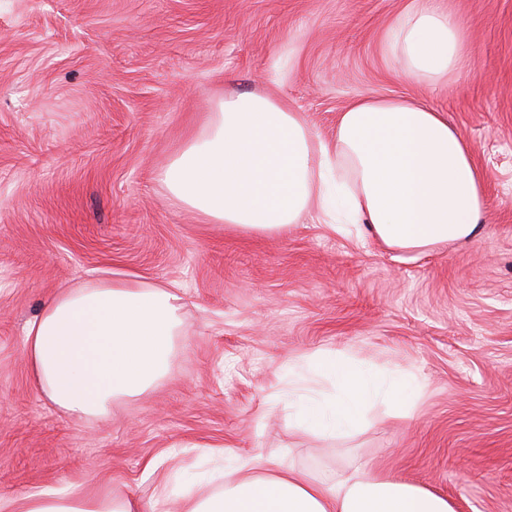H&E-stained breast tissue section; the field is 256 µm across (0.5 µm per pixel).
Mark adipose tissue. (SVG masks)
Returning <instances> with one entry per match:
<instances>
[{"instance_id":"obj_1","label":"adipose tissue","mask_w":512,"mask_h":512,"mask_svg":"<svg viewBox=\"0 0 512 512\" xmlns=\"http://www.w3.org/2000/svg\"><path fill=\"white\" fill-rule=\"evenodd\" d=\"M388 53L405 80L435 84L471 61L464 26L438 0H412L389 26ZM160 180L174 200L214 224L281 233L310 208L331 224H365L384 246L419 251L475 237L488 207L473 147L422 100L357 99L331 139L305 116L257 93L219 100L204 130L171 157ZM179 319L167 287L102 282L67 288L28 322L24 352L37 387L66 413L105 417L114 400L164 374ZM288 381L289 422L319 438L354 436L376 405H404L415 376L318 351ZM234 458L223 489L185 493V512H454L430 489L355 468L310 475L277 461ZM0 512H136L133 502L74 483L22 497Z\"/></svg>"}]
</instances>
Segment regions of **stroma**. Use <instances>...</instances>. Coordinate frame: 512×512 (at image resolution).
<instances>
[{
    "label": "stroma",
    "instance_id": "stroma-1",
    "mask_svg": "<svg viewBox=\"0 0 512 512\" xmlns=\"http://www.w3.org/2000/svg\"><path fill=\"white\" fill-rule=\"evenodd\" d=\"M408 0H0V496L77 482L179 512L217 452L319 474L362 466L512 512V0H439L471 62L434 86L383 52ZM277 97L331 138L352 100L421 97L475 149L480 233L424 253L304 215L209 224L162 166L224 93ZM174 284L182 325L152 390L77 419L34 384L25 326L61 289ZM322 350L409 373L361 434L305 435L274 406Z\"/></svg>",
    "mask_w": 512,
    "mask_h": 512
}]
</instances>
